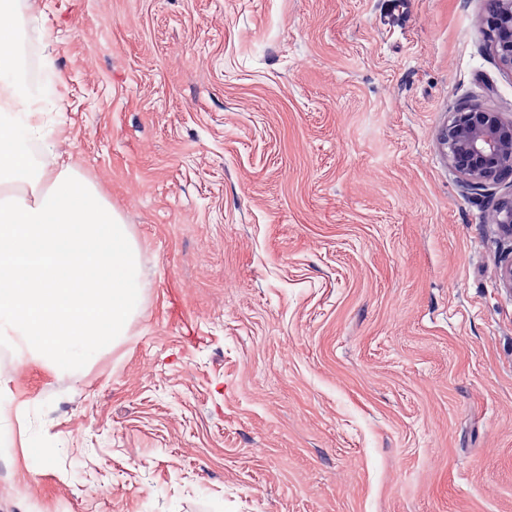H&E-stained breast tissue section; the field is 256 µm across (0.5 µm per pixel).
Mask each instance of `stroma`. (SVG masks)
<instances>
[{"label": "stroma", "instance_id": "35a3bbf8", "mask_svg": "<svg viewBox=\"0 0 512 512\" xmlns=\"http://www.w3.org/2000/svg\"><path fill=\"white\" fill-rule=\"evenodd\" d=\"M488 0H18L47 138L141 292L80 370L0 368V512H512V119ZM446 134V141L444 134ZM442 159L474 188L512 179V120L500 113L463 105L435 133Z\"/></svg>", "mask_w": 512, "mask_h": 512}]
</instances>
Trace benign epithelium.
I'll list each match as a JSON object with an SVG mask.
<instances>
[{"mask_svg": "<svg viewBox=\"0 0 512 512\" xmlns=\"http://www.w3.org/2000/svg\"><path fill=\"white\" fill-rule=\"evenodd\" d=\"M488 24L494 51L512 69V0H489ZM448 161L467 185L484 188L512 179V120L500 113L463 105L453 113L446 134Z\"/></svg>", "mask_w": 512, "mask_h": 512, "instance_id": "benign-epithelium-1", "label": "benign epithelium"}]
</instances>
